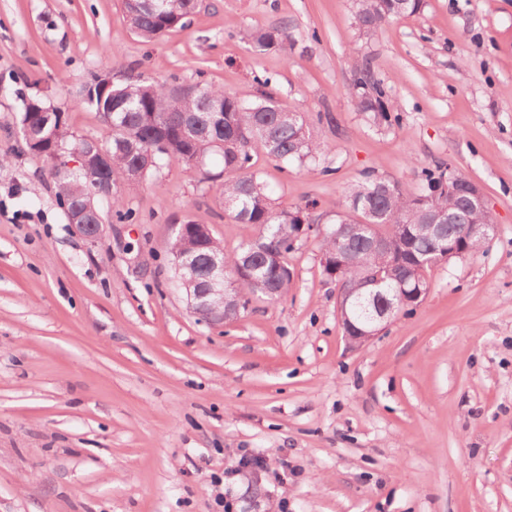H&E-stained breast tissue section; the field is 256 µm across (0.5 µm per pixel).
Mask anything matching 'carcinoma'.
<instances>
[{
    "label": "carcinoma",
    "instance_id": "carcinoma-1",
    "mask_svg": "<svg viewBox=\"0 0 512 512\" xmlns=\"http://www.w3.org/2000/svg\"><path fill=\"white\" fill-rule=\"evenodd\" d=\"M197 0H123L124 10L133 31L147 41L164 36L169 30L187 24ZM424 0H358L355 23L363 34L370 35L392 19L418 13ZM252 43L261 50L284 51L288 46L285 29H257ZM168 87L141 74L129 75L121 85L119 99L123 105L112 111V97L92 96L98 90L88 80L79 90L78 101L99 112L109 129L105 139L98 140L112 160L105 174L91 168L85 172L67 171L50 153V146L74 147L84 142L67 141L65 122L59 111L39 96L23 99L20 123L28 122L32 137L24 139L28 151L51 163L57 197L63 210L82 215L88 224L98 223L101 192L111 189L112 207L123 216V195L139 186L128 181L125 173L137 162L148 165L146 173L166 163L192 164L196 156L209 159L222 157L224 180L218 185L224 210L242 224H254L259 232L255 239L243 244L239 252L224 254V247L212 235L199 237L203 225L185 220V233L174 236L170 254L180 253L190 259L195 287H205L208 272L205 258L217 254L224 258V287L238 288L244 294L240 308L249 304L256 288H270V298L282 296L289 288L292 275L287 255L293 249L288 239L296 226L310 223L301 207L283 208L273 198L266 183L252 171L253 152L261 149L271 160L298 163L316 159L321 144L309 132V120L292 112L273 95L261 92L258 100L245 103L224 89L194 85ZM360 112L371 114L378 124H391L389 107L381 82L370 69L350 89ZM424 186L418 194L406 193L395 180L366 174L360 184L345 196L336 224H372L387 238L395 254H412L420 260L428 258L435 241L424 228L434 222L448 223V233L459 235L466 224L485 223V214L466 202L462 186L468 178L455 174L448 181V169L437 166L421 170ZM367 231L351 245L352 262L341 270L336 282L341 288H358L368 294L372 288L386 289V295L398 302L400 281L396 268L388 260L370 252ZM381 274L382 282L374 285L369 273Z\"/></svg>",
    "mask_w": 512,
    "mask_h": 512
}]
</instances>
